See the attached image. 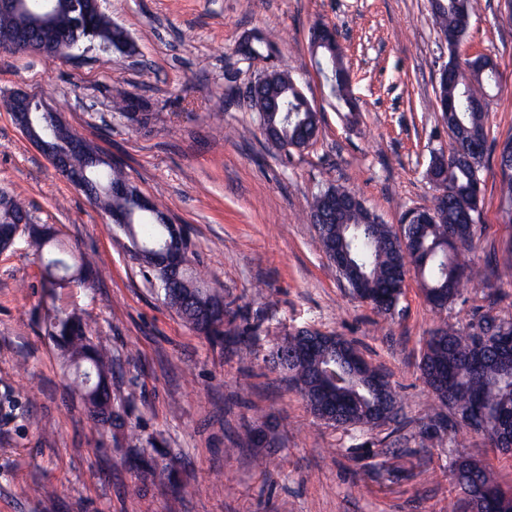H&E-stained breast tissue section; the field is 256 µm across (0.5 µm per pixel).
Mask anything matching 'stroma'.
Instances as JSON below:
<instances>
[{
  "instance_id": "35a3bbf8",
  "label": "stroma",
  "mask_w": 512,
  "mask_h": 512,
  "mask_svg": "<svg viewBox=\"0 0 512 512\" xmlns=\"http://www.w3.org/2000/svg\"><path fill=\"white\" fill-rule=\"evenodd\" d=\"M137 53L85 43L75 60L0 49V192L53 226L98 275L86 288L45 296L27 236L0 253V512H466L450 481L458 458L482 461L512 492V456L481 435L451 433L419 364L441 318L468 329L493 312L512 318V280L490 304L477 283L446 314L409 276L393 314H378L325 255L310 203L330 185L353 191L383 223L427 207L435 151L450 139L437 112L448 47L429 0H101ZM338 30L357 112L317 72L311 32ZM271 48L246 62L254 33ZM491 55L500 86L488 99L490 151L476 262L512 265V217L501 195L499 143L512 137V12L477 0L460 58ZM288 72L321 115L316 141L282 153L241 95L255 74ZM38 93L116 164L172 222L184 225L192 267L222 289L233 322L251 329L250 356L232 335L191 330L160 296L127 239L21 133L3 102ZM133 100L134 124L118 109ZM76 310L118 362L112 397L127 430L95 422L42 314ZM299 328L340 336L382 372L400 400L396 421L373 429L317 419L273 363ZM135 359H127L128 351ZM262 432V442L247 439ZM154 473L130 467L133 449ZM404 453L397 461L396 453ZM54 489L52 498L36 486Z\"/></svg>"
}]
</instances>
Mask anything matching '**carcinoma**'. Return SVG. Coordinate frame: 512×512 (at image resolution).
Instances as JSON below:
<instances>
[{"instance_id":"carcinoma-1","label":"carcinoma","mask_w":512,"mask_h":512,"mask_svg":"<svg viewBox=\"0 0 512 512\" xmlns=\"http://www.w3.org/2000/svg\"><path fill=\"white\" fill-rule=\"evenodd\" d=\"M59 4L58 23L62 27L73 26L79 14L78 0H59ZM430 6L434 23L448 34L451 76L442 92L456 107L455 132L448 153L468 154V159L460 163H447L443 155L436 163L447 183L448 194L441 202L448 217L437 224L411 221L395 230L387 224L366 222L376 215L361 204L342 214L340 223L319 224L317 231L324 248L336 244L347 249L353 262L351 280L365 294L400 287L405 275V270L398 265L402 248L418 254L412 261L413 271L422 280L425 297L433 307L445 309L467 284L477 281L489 286L491 280L508 276L512 267L500 271L493 254L487 256L482 267L475 266L470 259L478 240L476 215L483 192L480 172L486 156V150H474L472 146L479 141L487 142L486 110L478 102L486 95L485 87L498 84V71L490 70L477 78L457 60L458 48L470 27L474 0H430ZM77 37L81 41L90 39L109 45L121 53L131 54L136 50L127 32L103 13L92 34H86V29L81 27ZM315 64L331 93L347 101L344 86L350 74L341 52L324 46ZM250 102L259 112L264 134L280 149H299L316 137L318 115L287 73L276 72L271 81L250 95ZM90 179L97 186L95 201L104 210H122L134 215V222L129 226L133 238L147 247L164 242L166 229L163 225L137 213L132 199L112 196L109 186L121 181L112 167L104 166L91 172ZM334 194L349 195L351 191L331 186L320 192L313 199L311 215L322 211L326 198ZM20 222L30 223L28 211L15 197L1 195L0 224ZM31 239L42 267V288L49 297H55L61 288L89 285L92 260L64 248L56 231L43 227L32 234ZM153 275L164 303L190 328L213 340L224 336L223 331L206 325L208 311L223 301L220 289L209 286L188 267L180 271L174 293L164 288L165 276L161 271L155 269ZM498 320V316L487 314L468 331L443 324L427 339L420 370L439 403L449 410L465 409L474 404L485 410L486 426L478 433L488 439L493 450L507 455L509 451L499 444L497 423L501 414L512 415V373L503 368L499 359ZM44 322L48 335L54 338L72 367V384L90 415L100 413L110 402L106 381L112 376V357L93 343L88 323L76 311L53 305L46 309ZM300 351L305 352V356L288 366V371L290 381L312 413H317L322 393L329 391L349 404L348 416L338 420L342 426L373 428L393 419L391 415L373 411L372 395L347 377L334 350L312 343L309 330L301 329L285 337L276 350V357L292 356ZM470 483L483 489V499L480 503L467 502L469 512H499L495 503L507 494L499 487L493 472L472 460L460 459L453 469V484L462 493Z\"/></svg>"}]
</instances>
